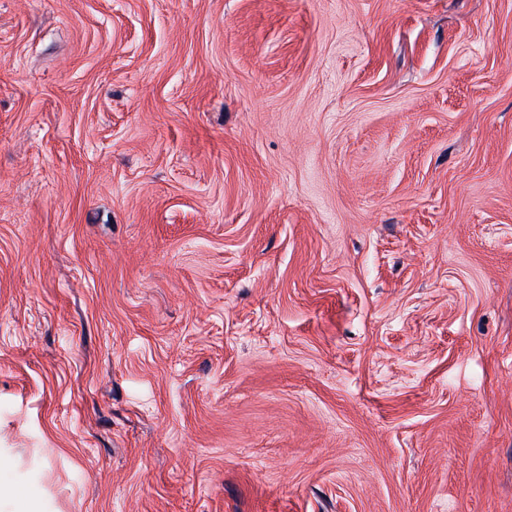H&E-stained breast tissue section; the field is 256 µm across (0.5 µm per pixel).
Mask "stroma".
<instances>
[{"mask_svg": "<svg viewBox=\"0 0 512 512\" xmlns=\"http://www.w3.org/2000/svg\"><path fill=\"white\" fill-rule=\"evenodd\" d=\"M0 512H512V0H0Z\"/></svg>", "mask_w": 512, "mask_h": 512, "instance_id": "obj_1", "label": "stroma"}]
</instances>
